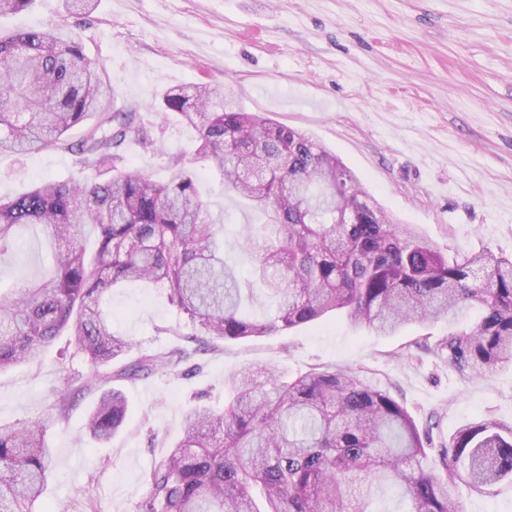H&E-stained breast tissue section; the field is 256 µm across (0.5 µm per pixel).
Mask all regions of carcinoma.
<instances>
[{"label":"carcinoma","instance_id":"cac0c4a2","mask_svg":"<svg viewBox=\"0 0 512 512\" xmlns=\"http://www.w3.org/2000/svg\"><path fill=\"white\" fill-rule=\"evenodd\" d=\"M197 135L192 158L169 157L158 181L124 167L131 140L154 147L152 122L112 110V87L79 36L60 28L0 32V156L60 150L91 177L45 179L0 197V258L20 257L21 230L40 226L49 272L0 288V370L34 364L67 334L93 367L71 388L102 390L90 434L104 441L125 424L112 383L189 359L182 349L108 371L130 342L112 332L103 300L125 282L164 289L199 343L270 336L340 312L356 327L391 336L478 306L480 320L425 349L464 379L512 366V258L490 251L448 257L411 224H392L360 181L313 138L243 109L224 90L166 91L154 110ZM86 126L79 139L68 133ZM214 170L224 191L263 216L243 237L242 277L224 258V213L197 192ZM96 231L88 252L83 228ZM272 309L261 319L247 308ZM214 412L195 406L182 436L146 477L137 512H374L372 489L402 493L406 512H463L458 487L512 489V426L477 418L433 445L386 390L347 370L259 380L244 370ZM51 419L0 424V512H35L50 464Z\"/></svg>","mask_w":512,"mask_h":512}]
</instances>
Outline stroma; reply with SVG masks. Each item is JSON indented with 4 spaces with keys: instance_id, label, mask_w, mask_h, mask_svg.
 Wrapping results in <instances>:
<instances>
[{
    "instance_id": "1",
    "label": "stroma",
    "mask_w": 512,
    "mask_h": 512,
    "mask_svg": "<svg viewBox=\"0 0 512 512\" xmlns=\"http://www.w3.org/2000/svg\"><path fill=\"white\" fill-rule=\"evenodd\" d=\"M63 27L109 80L116 108L152 110L171 88L220 85L244 109L288 124L335 153L393 223L414 224L440 251L512 257V0H96L89 15L64 0H36L0 18V30ZM156 151L128 143L127 168L168 176V157L191 155L193 133L155 124ZM57 150L0 156V197L76 173ZM202 197L225 214V257L249 273L236 241L262 217L202 173ZM24 264L0 259V286L17 271L42 275L48 242L27 229ZM112 329L129 359L190 350L176 368L119 382L129 412L109 440L86 417L100 398L85 391L60 410L63 378L92 367L56 339L40 363L0 371V424L57 413L48 431L51 471L37 512H136L145 476L181 436L187 409L224 406V379L247 367L292 376L351 369L404 402L419 429L448 438L478 417L512 425V368L463 380L428 344L479 318L409 324L380 336L328 316L248 341L194 351L159 288L113 289Z\"/></svg>"
}]
</instances>
